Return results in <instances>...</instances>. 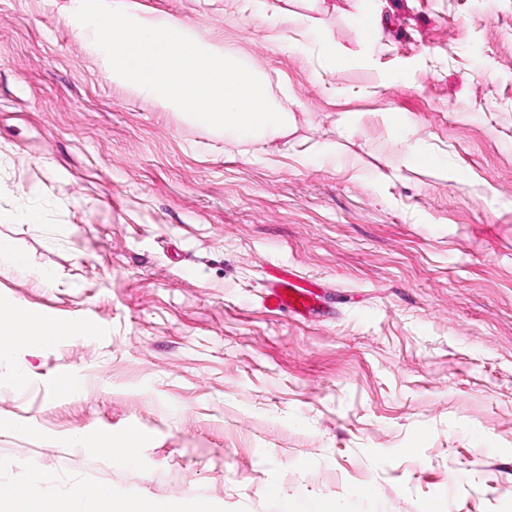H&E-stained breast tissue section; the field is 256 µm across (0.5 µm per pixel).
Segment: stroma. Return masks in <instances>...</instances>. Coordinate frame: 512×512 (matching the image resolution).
Returning <instances> with one entry per match:
<instances>
[{"label":"stroma","instance_id":"stroma-1","mask_svg":"<svg viewBox=\"0 0 512 512\" xmlns=\"http://www.w3.org/2000/svg\"><path fill=\"white\" fill-rule=\"evenodd\" d=\"M266 2L106 0L264 75L288 152L113 80L76 0H0V311L92 325L0 354V485L512 512V0ZM274 267L319 314L263 305Z\"/></svg>","mask_w":512,"mask_h":512}]
</instances>
